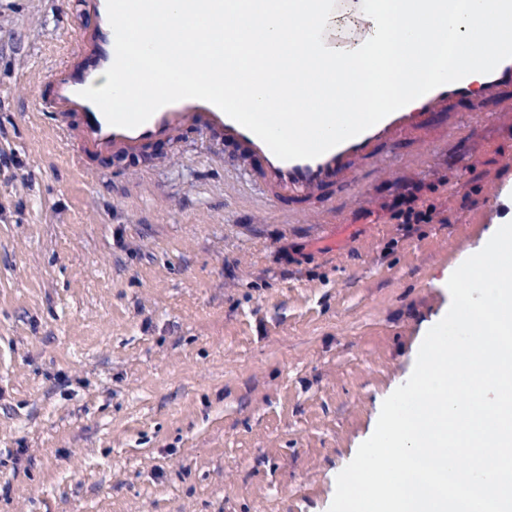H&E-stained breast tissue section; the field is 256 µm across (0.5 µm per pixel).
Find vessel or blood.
I'll use <instances>...</instances> for the list:
<instances>
[{"instance_id":"obj_1","label":"vessel or blood","mask_w":512,"mask_h":512,"mask_svg":"<svg viewBox=\"0 0 512 512\" xmlns=\"http://www.w3.org/2000/svg\"><path fill=\"white\" fill-rule=\"evenodd\" d=\"M84 11L94 17V27L78 32L68 53L70 61L82 55L93 57L94 64L72 75L67 67L51 76L52 92L43 100L44 109L60 120L58 130L65 142L77 145L74 162L84 166L87 158L103 155L136 154L154 142L167 139L179 129L195 127L235 145L259 167L252 182L259 189L257 203L288 222L332 224L336 213L332 200L336 189L359 191V175L369 171L377 178L387 177L383 150L393 143L407 140L414 144L418 156H425L439 145L428 129L431 113L440 112L457 99L479 95L497 102L495 118L512 124V59L502 61L496 69L483 75L481 84L471 78L442 85L401 109L386 116L361 134L337 145L313 159L282 160L255 134L244 128L215 105L198 99H183L159 108L148 121L129 129L110 125L101 110L82 97V90L106 84V70L115 58L114 32L107 14V0H81Z\"/></svg>"}]
</instances>
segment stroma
Returning <instances> with one entry per match:
<instances>
[{
    "mask_svg": "<svg viewBox=\"0 0 512 512\" xmlns=\"http://www.w3.org/2000/svg\"><path fill=\"white\" fill-rule=\"evenodd\" d=\"M78 0H0V512H328L411 373L435 287L512 221V126L461 100L443 143L327 230L252 212L249 165L185 132L153 160L74 167L38 90ZM462 125L450 133L451 124ZM418 190L407 191L406 193L399 194L393 204V209L399 218H402L401 224H419L424 220H430V215L424 214L416 206Z\"/></svg>",
    "mask_w": 512,
    "mask_h": 512,
    "instance_id": "obj_1",
    "label": "stroma"
}]
</instances>
